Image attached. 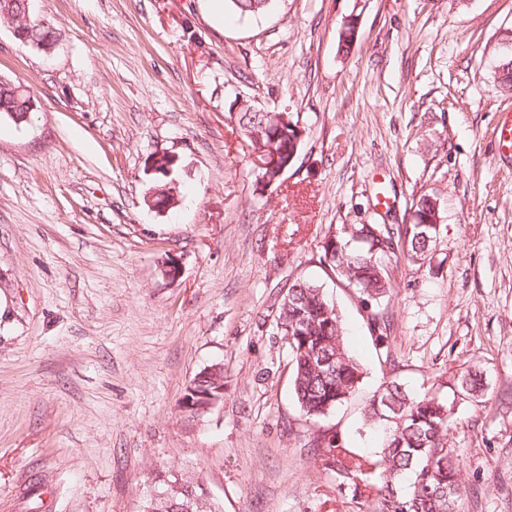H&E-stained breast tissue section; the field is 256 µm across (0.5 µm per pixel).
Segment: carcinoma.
Here are the masks:
<instances>
[{
    "label": "carcinoma",
    "mask_w": 512,
    "mask_h": 512,
    "mask_svg": "<svg viewBox=\"0 0 512 512\" xmlns=\"http://www.w3.org/2000/svg\"><path fill=\"white\" fill-rule=\"evenodd\" d=\"M242 17H255L270 8L272 0H228ZM17 10L0 13V23L21 31L28 40H54L55 31L38 18L23 22ZM27 101L0 88V116H25ZM435 195L424 193L413 204L411 224H342L325 237L323 262L341 284L357 290L366 309V321L379 360L395 363L389 344L391 320L388 304L392 284L387 265L403 255L424 260L436 248L437 229L426 230L418 219L427 213ZM277 318L288 321V355L293 396L307 419L327 415L356 391L361 365L348 352L342 320L335 303L321 286L299 280L288 287L278 306ZM487 383L482 374L466 372L452 388L453 399L478 402ZM452 406L432 393L419 395L396 381L386 382L368 403L365 424L380 437L372 456L349 448L338 434L312 440L316 453L336 460L333 471L349 479L379 471L381 496L375 512H462V487L458 481L460 459L448 435L453 428Z\"/></svg>",
    "instance_id": "obj_1"
}]
</instances>
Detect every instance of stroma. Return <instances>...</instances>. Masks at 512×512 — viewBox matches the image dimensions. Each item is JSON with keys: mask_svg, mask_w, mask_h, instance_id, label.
Listing matches in <instances>:
<instances>
[{"mask_svg": "<svg viewBox=\"0 0 512 512\" xmlns=\"http://www.w3.org/2000/svg\"><path fill=\"white\" fill-rule=\"evenodd\" d=\"M30 6L57 41L25 47L0 25V75L37 104L30 122L0 117V512H142L159 469L222 512H373L378 475L339 483L312 439L372 454L383 383L446 398L474 369L486 394L456 403L449 436L463 509L512 512V162L493 139L512 110L496 74L512 0H273L257 18L212 0ZM238 99L304 131L277 184L229 116ZM168 181L177 205L154 208ZM424 193L442 231L426 260L388 267L390 366L322 243L409 223ZM297 280L334 300L363 368L315 421L275 320ZM216 363L223 398L184 410Z\"/></svg>", "mask_w": 512, "mask_h": 512, "instance_id": "stroma-1", "label": "stroma"}]
</instances>
